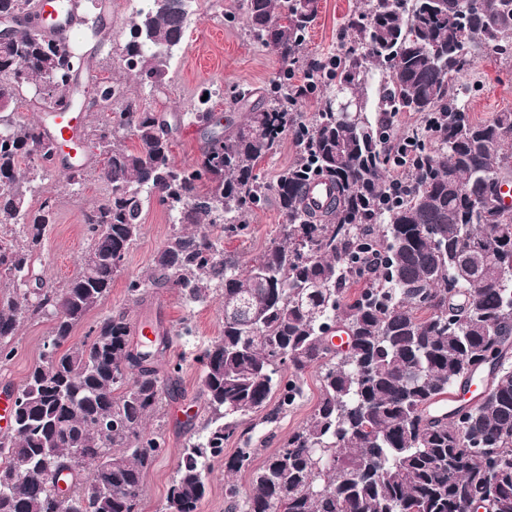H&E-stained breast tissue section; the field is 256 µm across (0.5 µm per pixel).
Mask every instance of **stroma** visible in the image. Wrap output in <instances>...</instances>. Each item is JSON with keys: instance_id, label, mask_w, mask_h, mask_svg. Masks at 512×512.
Instances as JSON below:
<instances>
[{"instance_id": "1", "label": "stroma", "mask_w": 512, "mask_h": 512, "mask_svg": "<svg viewBox=\"0 0 512 512\" xmlns=\"http://www.w3.org/2000/svg\"><path fill=\"white\" fill-rule=\"evenodd\" d=\"M98 3L106 20L103 35L92 36L80 26L70 32L71 45L91 58L89 70L79 76L86 97H93L98 82H120L127 95L139 100L143 106L181 115L193 111L201 92L209 88L216 92L213 99L215 112L221 113L224 120L236 122L243 116L234 99L236 92L243 87L264 89L281 73L282 63L278 57L250 36L242 0H195L185 40L169 63L167 84L163 91H154L127 74L118 61L129 26L143 5L142 0H98ZM359 6L360 0H319L318 14L299 54L295 74H302L304 65L336 54L348 44L349 23L358 14ZM466 79L476 86L469 99V109L475 119L484 120L494 113L512 109V64L501 60L492 50H485L475 58ZM295 156L294 134L285 132L278 149L260 165V180L267 187L265 197L248 214L237 233L224 237L225 252L254 257L275 236L283 218L273 187L278 175ZM65 176V165L56 164L43 184L44 190L58 194V213L44 239L33 272L50 288L63 285L79 271L80 259L91 244L86 233V214L94 203L111 193L108 184L93 180L78 192H71ZM173 228L172 218L163 206L154 201L146 204L140 235L122 269L115 275L110 295L75 326L72 336L73 341H82L104 316L118 312L128 313L134 321L147 314H157L170 328L177 327L185 318L193 325V335L175 337L170 348L171 356L183 359L177 391L173 398L164 402L159 417L148 423L149 430L162 434L164 449L145 474L143 512H164L167 489L183 450L195 428L201 427L207 417L199 395L201 370L197 357L222 328L223 302L216 296L195 307L186 306L179 294L170 288L157 289L150 302L142 306L134 305L128 299L130 278L150 272L155 255ZM51 327L52 322L47 318L24 322L16 338L15 356L8 363H0V390L13 392L25 382L31 369L41 360ZM317 397L316 377L310 372L304 378L303 395L297 405L277 423L257 427L252 420L243 421L241 431L251 432L253 436L255 465H262L288 433L303 423ZM240 446L236 439L226 442L223 457L213 461L199 512H226L224 461Z\"/></svg>"}]
</instances>
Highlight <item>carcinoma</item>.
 I'll use <instances>...</instances> for the list:
<instances>
[{
  "instance_id": "1",
  "label": "carcinoma",
  "mask_w": 512,
  "mask_h": 512,
  "mask_svg": "<svg viewBox=\"0 0 512 512\" xmlns=\"http://www.w3.org/2000/svg\"><path fill=\"white\" fill-rule=\"evenodd\" d=\"M120 52L126 70L160 88L172 51L185 38L188 0H145ZM311 0H243L253 37L282 62L297 63L312 21ZM36 0H0L17 21L0 50V362L11 359L24 320L53 323L49 348L17 391L19 415L0 436V512H143V480L161 434L147 432L175 393L183 365L168 355L171 330L145 318L153 339H136L128 315L103 319L79 343L74 326L110 293L156 200L179 229L146 279L128 284L142 305L149 288H173L187 304L219 290L234 299L223 329L201 357V395L209 416L183 453L165 512H198L211 462L238 435L243 419L276 422L302 395L314 371L317 402L306 420L251 474L248 492L228 484L229 512H465L482 498L490 512H512V110L477 121L463 80L477 45L512 61V0H363L351 45L328 71L307 78L325 100L303 122L291 111L288 73L249 103L244 120L222 127L211 97L187 113L205 146L189 166L171 161L165 113L141 106L111 83L102 89L90 179L112 186L88 217L91 239L81 270L58 289L29 287V273L54 221L58 198L42 193L50 173L49 133L15 112L34 85L43 101L81 107L79 73L87 57L33 29ZM412 112L419 126L402 141V189L384 149L391 126L365 112ZM355 102L340 112L337 101ZM120 105L117 112L112 106ZM293 129L298 157L274 190L284 224L258 256L224 253L222 234L237 229L246 205L261 203L258 164ZM135 140L132 148L124 139ZM319 179L329 197L312 205ZM217 226L220 234L210 228ZM347 330L343 352L325 339ZM485 388L467 412L446 404L460 387ZM244 443L226 462L248 468ZM92 478H79L80 467ZM64 473L62 494L47 475Z\"/></svg>"
}]
</instances>
